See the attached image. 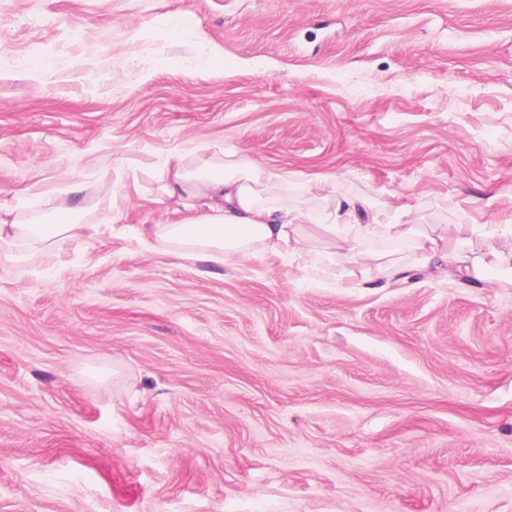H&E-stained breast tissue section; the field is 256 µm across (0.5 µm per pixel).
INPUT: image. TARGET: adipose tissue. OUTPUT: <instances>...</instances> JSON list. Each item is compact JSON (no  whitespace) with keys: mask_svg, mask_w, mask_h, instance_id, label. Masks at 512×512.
Masks as SVG:
<instances>
[{"mask_svg":"<svg viewBox=\"0 0 512 512\" xmlns=\"http://www.w3.org/2000/svg\"><path fill=\"white\" fill-rule=\"evenodd\" d=\"M157 191L179 198L198 210L188 224H157L149 232L144 247L180 258L216 265L229 264L258 252L298 253L304 241V225L316 224L322 247L314 263L324 267L347 268L367 261L374 278L387 277L396 266L394 252L371 251L370 245L384 239L409 244L427 265L443 262L465 263V272L484 279L488 270L512 273V248H489L476 255L467 249L462 227L444 225L420 230L403 224L362 222L369 210L366 199L336 196L333 183L310 188L312 197L329 198L332 209L289 202L288 184L254 160L222 148L206 151L198 147L180 155L175 164L151 175ZM39 209L56 215L57 223L40 224L13 218L0 223V256L12 259L17 251L42 252L64 238L100 234L97 224L82 223L78 206L40 199Z\"/></svg>","mask_w":512,"mask_h":512,"instance_id":"obj_1","label":"adipose tissue"}]
</instances>
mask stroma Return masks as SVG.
Instances as JSON below:
<instances>
[{
  "label": "stroma",
  "mask_w": 512,
  "mask_h": 512,
  "mask_svg": "<svg viewBox=\"0 0 512 512\" xmlns=\"http://www.w3.org/2000/svg\"><path fill=\"white\" fill-rule=\"evenodd\" d=\"M199 145L511 244L512 0H0V204L105 228L0 265V512H512V283L144 249Z\"/></svg>",
  "instance_id": "35a3bbf8"
}]
</instances>
